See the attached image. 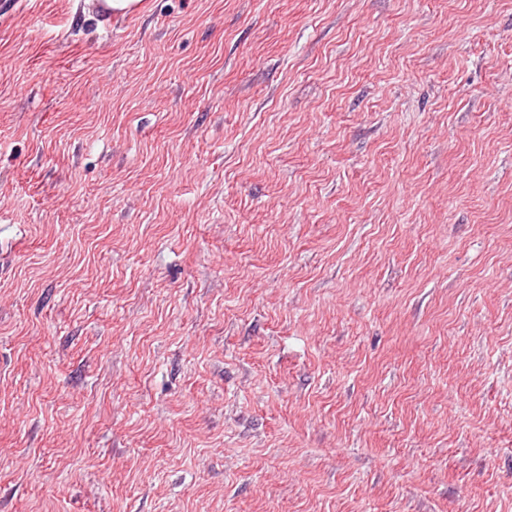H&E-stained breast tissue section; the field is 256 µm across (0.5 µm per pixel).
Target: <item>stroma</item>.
I'll return each instance as SVG.
<instances>
[{"label": "stroma", "mask_w": 512, "mask_h": 512, "mask_svg": "<svg viewBox=\"0 0 512 512\" xmlns=\"http://www.w3.org/2000/svg\"><path fill=\"white\" fill-rule=\"evenodd\" d=\"M0 512H512V0H15Z\"/></svg>", "instance_id": "1"}]
</instances>
